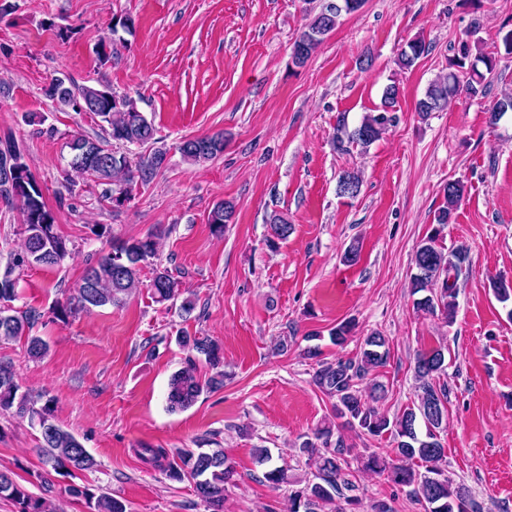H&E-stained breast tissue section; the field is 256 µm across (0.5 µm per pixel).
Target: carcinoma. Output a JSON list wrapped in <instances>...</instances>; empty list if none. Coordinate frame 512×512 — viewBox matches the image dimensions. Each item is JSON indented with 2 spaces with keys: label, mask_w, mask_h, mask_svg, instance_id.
I'll return each instance as SVG.
<instances>
[{
  "label": "carcinoma",
  "mask_w": 512,
  "mask_h": 512,
  "mask_svg": "<svg viewBox=\"0 0 512 512\" xmlns=\"http://www.w3.org/2000/svg\"><path fill=\"white\" fill-rule=\"evenodd\" d=\"M364 0H326L321 10L303 28L292 45V62L304 66L325 36L337 25L343 14L358 11ZM426 45L420 39L402 48L397 63L408 69L425 53ZM468 68L469 79L461 85L458 71ZM496 57L491 54H472L471 45H461L459 54L448 63V73L429 83L415 111L422 117L444 110L461 91L476 95L483 90L487 80L494 75ZM45 95L70 105L77 112L86 109L105 123L106 136L89 138L75 135L69 142V167L76 173L90 175L107 186L105 197L115 207L132 200L135 179H146L165 167L167 151L161 147L146 158L133 159L113 149V145H144L156 140V129L139 111L136 102L127 96H116L108 88L77 85L69 79L54 78L45 88ZM399 88L387 86L382 95L380 108L365 115L358 126L348 130L344 117L336 124V146L344 151L356 144L368 148L386 133L394 121L391 115L396 105ZM178 150L187 163L197 165L209 161L224 152V134L186 138ZM36 178L31 172L24 152L17 142L6 139L0 143V200L6 204H21L24 247L14 253L11 262L0 272V339L27 337V353L40 358L46 352V344L29 332L44 317L34 307L16 310L11 302L18 297V272L31 266L53 267L69 255L68 241L57 231L56 217L43 201L42 190L34 187ZM361 190V178L355 171L343 172L337 181V195L356 197ZM464 185L450 180L443 187L444 206L435 213L436 228L417 247L413 265L415 273L410 278L412 294L417 296L414 308L429 314L439 313L449 324L456 318L457 280L467 259L462 249L446 253L438 245L440 233L453 220L458 203L463 197ZM235 206L229 201L217 204L210 213L211 230L221 235L226 225L232 223ZM269 242L287 239L293 226L281 213L269 215ZM157 234L149 233L112 245V251L88 263L76 295L57 303L54 318L66 319L80 311L89 312L106 305L118 306L141 286V263L157 254ZM149 288L158 303L179 297V282L166 269H154ZM179 343L199 355L214 367L220 365L223 353L220 345L207 336H181ZM389 355L386 337L372 335L364 338L360 356L356 359L336 362H320L313 375L315 385L327 396L335 399L333 416L345 418L350 425H358L372 437L390 435L396 443L395 457H386L375 450L354 452V446L338 437L331 441L330 427L318 430L316 438L323 447L305 441L299 451L307 456L316 455L320 462L316 481L297 488L288 496V512H325L333 496L343 499L347 509L356 512L361 502L350 494L355 489V474L371 471L399 487L420 503L424 512H475L468 490L448 476L445 468V448L438 440L437 432L447 420L448 390L433 383L434 377L445 372L446 356L442 348H433L418 354L415 375L419 381L417 401L405 408L395 418L380 413L368 403L362 393V384L374 369L386 364ZM224 387V372L219 371L206 383L196 375L193 359L175 372L168 383L166 403L170 411H184L192 407L203 390ZM16 409L28 415L40 428L41 443L36 448L44 472L73 475L93 471L96 460L82 443L69 431L55 423L52 401L41 406L27 394L20 392L16 372L9 362L0 361V412ZM425 427V434L419 433ZM139 456L156 466L168 458L165 448L144 446ZM255 464L266 467L264 480L274 487L288 482L284 468L273 464L270 451L256 448ZM420 461L424 469L414 467ZM169 477L178 481L193 482L198 496L211 507L212 512H224L226 486L233 482L235 467L224 450H180L177 459L167 463ZM69 492L86 501L89 512H126L125 505L108 493L95 495L86 487L73 486ZM0 497L10 499L18 506V512H51V506L43 497H34L17 484L7 472H0Z\"/></svg>",
  "instance_id": "carcinoma-1"
}]
</instances>
